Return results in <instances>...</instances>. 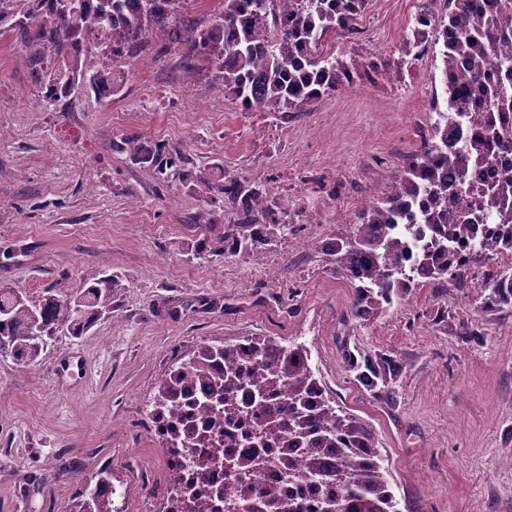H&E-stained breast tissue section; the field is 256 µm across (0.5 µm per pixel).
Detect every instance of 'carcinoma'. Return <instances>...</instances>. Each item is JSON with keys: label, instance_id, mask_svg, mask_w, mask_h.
<instances>
[{"label": "carcinoma", "instance_id": "cac0c4a2", "mask_svg": "<svg viewBox=\"0 0 512 512\" xmlns=\"http://www.w3.org/2000/svg\"><path fill=\"white\" fill-rule=\"evenodd\" d=\"M184 0H27L24 20L38 28L36 39L54 55L42 66V52L29 58L35 78L54 105L83 83L107 98L117 90L112 66L131 59L146 29L166 33L169 42L188 46L186 60L193 69L203 55L221 75L224 94L239 101L246 112H301L353 82L350 67L324 50L328 36L352 33L367 0H224V9L204 30L173 23ZM439 0H421L415 21H435ZM446 19L438 22L442 38L441 80L446 108L438 113L431 132L406 160L391 190L358 210L352 232L331 247L336 267L348 277L350 314L362 322L379 317L410 289L425 283L440 287L462 283L466 271L457 268L448 246L473 233L487 210H497L502 223L512 224V170H503L473 198L470 173L495 151L512 145V0H445ZM96 52L97 66L88 72L80 64L84 52ZM464 68H457V60ZM475 108L481 120L472 123L461 149L448 151V128L465 120ZM457 180L458 209L448 221V179ZM224 203L232 205L238 222L224 233V253H250L266 248L287 234L293 205L270 199L253 182L224 174L218 187ZM395 224H427L436 247L421 252L418 266L401 264L406 240L391 235ZM512 255V238L487 239L473 248L469 264L489 255ZM120 279L104 275L75 294H46L31 302L12 289H0V354L20 362L35 360L58 334L79 337L112 310ZM480 309L493 312L512 305V274L501 271L480 287ZM262 365L269 373L254 380L274 392L288 386L287 402H270L264 413L281 422L288 414L286 440L295 447L277 449L271 462L286 481L314 491L324 479L336 481V494L290 499L279 487L256 492V512H400L383 466L375 433L365 420L340 409L324 396L323 409L307 399L312 387H323L308 366L303 345L289 347L263 341ZM340 354L355 380L377 402H392L402 362L391 352L369 353L345 345ZM257 470L254 456L243 452L231 459L233 482L224 486L227 508L246 497L242 481ZM73 512H110L96 490Z\"/></svg>", "mask_w": 512, "mask_h": 512}]
</instances>
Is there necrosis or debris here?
<instances>
[{"instance_id": "obj_1", "label": "necrosis or debris", "mask_w": 512, "mask_h": 512, "mask_svg": "<svg viewBox=\"0 0 512 512\" xmlns=\"http://www.w3.org/2000/svg\"><path fill=\"white\" fill-rule=\"evenodd\" d=\"M237 371L234 363L220 357L207 359L205 380L182 383L176 401L154 399L147 413L149 435L164 469L178 470L180 484L167 485L163 504L157 512H166L165 501L182 499L181 512H225L224 483L229 475L224 457L229 452L248 450L261 463L256 482L280 486L284 495H293L295 487L286 485L277 467L268 462L278 445L275 433L267 432L258 416L264 397L252 385V375L240 372L242 385L233 399L244 407L242 416L228 421L223 403L203 407L208 384Z\"/></svg>"}]
</instances>
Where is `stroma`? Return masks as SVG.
Listing matches in <instances>:
<instances>
[{"instance_id":"35a3bbf8","label":"stroma","mask_w":512,"mask_h":512,"mask_svg":"<svg viewBox=\"0 0 512 512\" xmlns=\"http://www.w3.org/2000/svg\"><path fill=\"white\" fill-rule=\"evenodd\" d=\"M417 0H370L328 52L361 77L301 112H246L206 58L145 37L115 63L118 93L76 90L47 104L11 22L0 23V286L38 300L106 271L124 290L84 336H59L29 363L0 357V512H69L76 490L111 474L130 499L165 480L144 430L158 379L200 342L246 337L305 344L344 410L373 427L401 512H512V307L483 312L479 287L512 256L476 265L464 284H427L370 323L325 248L382 196L430 131L437 43L408 47ZM144 144L153 161H135ZM297 209L284 240L224 253L233 210L225 174ZM206 242L195 256L186 244ZM481 331L483 342L468 338ZM395 352L392 403L375 402L342 344Z\"/></svg>"}]
</instances>
